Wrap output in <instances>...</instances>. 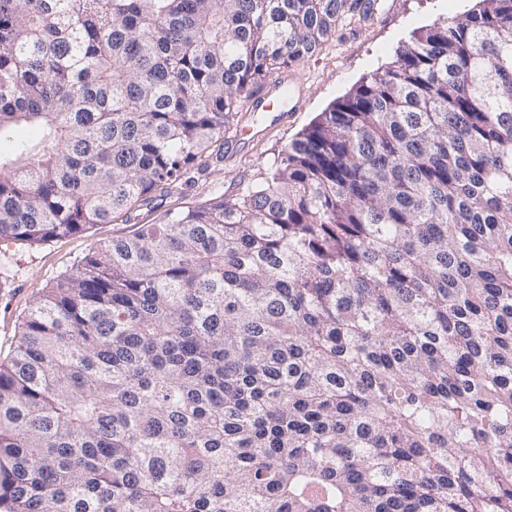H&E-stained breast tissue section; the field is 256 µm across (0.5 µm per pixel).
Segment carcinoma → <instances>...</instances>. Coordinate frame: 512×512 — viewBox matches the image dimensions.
<instances>
[{"label":"carcinoma","mask_w":512,"mask_h":512,"mask_svg":"<svg viewBox=\"0 0 512 512\" xmlns=\"http://www.w3.org/2000/svg\"><path fill=\"white\" fill-rule=\"evenodd\" d=\"M359 0H0V242L126 222ZM0 512H512V0L234 198L101 245L0 363Z\"/></svg>","instance_id":"1"}]
</instances>
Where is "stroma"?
Returning a JSON list of instances; mask_svg holds the SVG:
<instances>
[{"instance_id": "1", "label": "stroma", "mask_w": 512, "mask_h": 512, "mask_svg": "<svg viewBox=\"0 0 512 512\" xmlns=\"http://www.w3.org/2000/svg\"><path fill=\"white\" fill-rule=\"evenodd\" d=\"M476 0H377L374 14L340 26L309 58L294 65L300 98L279 123L263 113L237 112L224 137V150L210 155L174 193L156 195L139 208L134 222L94 224L83 233L43 244L0 243V361L6 359L33 298L75 268L91 249L130 234L135 224H155L171 210L215 196H237L254 182L274 155L320 112L392 61L412 32L453 22Z\"/></svg>"}]
</instances>
